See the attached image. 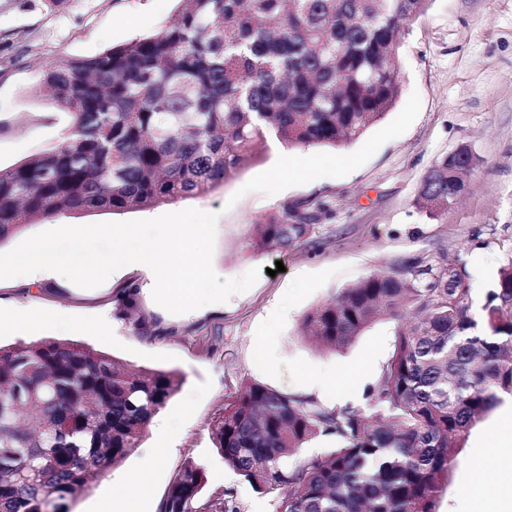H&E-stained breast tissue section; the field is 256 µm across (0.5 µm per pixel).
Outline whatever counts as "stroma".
<instances>
[{"instance_id":"35a3bbf8","label":"stroma","mask_w":512,"mask_h":512,"mask_svg":"<svg viewBox=\"0 0 512 512\" xmlns=\"http://www.w3.org/2000/svg\"><path fill=\"white\" fill-rule=\"evenodd\" d=\"M179 0H0V166L55 145L69 115L40 92L45 69L61 58L87 59L147 36L177 15ZM400 94L385 118L351 145L287 152L268 148L203 197L116 215L63 214L29 225L0 246V298L27 304V288L11 267L14 255L38 238L64 236L69 225L153 224L177 234L181 225L209 224L200 244L205 268L177 278L201 299L220 293L224 304L190 314L153 294L128 313L114 312L110 335L94 328L127 286L164 277V268L131 269L108 277L78 275L43 285L38 308L76 322L0 326V346L41 339L71 340L109 353L135 369L174 370L182 383L165 411L175 429H148L138 448L92 481L72 512H100L125 476L147 470L142 512H155L187 460L205 463L208 488L233 490L242 512H273L226 469L212 429L244 382L302 394L305 381L324 378L322 403L364 405L395 347L397 324L372 323L346 349L323 351L301 334L303 316L361 278L400 262L461 259L473 295H482L512 263V0H432L399 48ZM480 159L463 198L434 218L415 200L425 172L457 145ZM321 199L328 215L307 243L285 253L255 251L245 241L258 223L284 205ZM283 272H275L276 263ZM512 413L504 399L471 428L458 449L438 512H466L478 497L503 502L512 481L494 460L497 430Z\"/></svg>"}]
</instances>
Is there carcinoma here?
I'll return each mask as SVG.
<instances>
[{
    "mask_svg": "<svg viewBox=\"0 0 512 512\" xmlns=\"http://www.w3.org/2000/svg\"><path fill=\"white\" fill-rule=\"evenodd\" d=\"M431 0H180L172 23L90 59L50 65L42 87L71 116L58 143L0 167V245L70 212L121 214L209 193L268 143L346 147L399 92L395 58ZM474 152L443 156L417 205L444 216ZM319 215L296 205L254 226L253 250L285 253ZM465 263L405 262L309 311L302 333L351 344L379 315L398 322L368 412L244 383L212 435L224 465L274 512H437L456 449L512 396V264L480 304ZM180 385L70 341L0 347V512H70L89 479L125 459ZM330 437L325 457L288 464ZM187 461L160 512H241L204 493Z\"/></svg>",
    "mask_w": 512,
    "mask_h": 512,
    "instance_id": "carcinoma-1",
    "label": "carcinoma"
}]
</instances>
